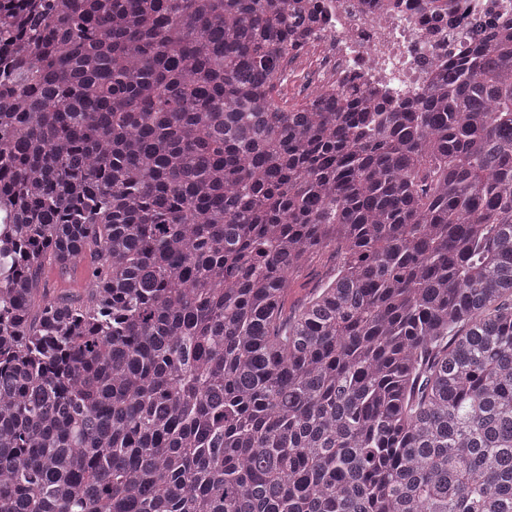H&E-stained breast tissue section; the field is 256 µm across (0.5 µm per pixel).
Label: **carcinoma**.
Wrapping results in <instances>:
<instances>
[{
  "label": "carcinoma",
  "instance_id": "obj_1",
  "mask_svg": "<svg viewBox=\"0 0 512 512\" xmlns=\"http://www.w3.org/2000/svg\"><path fill=\"white\" fill-rule=\"evenodd\" d=\"M318 23L0 0V512H512V19L411 101L282 105ZM331 249L323 250L294 279L285 301L288 314L296 309L316 288L328 279L335 266ZM95 268L96 262L89 255L75 268L63 273L55 266L47 265L42 275L41 288H48L50 296L80 293L92 279Z\"/></svg>",
  "mask_w": 512,
  "mask_h": 512
}]
</instances>
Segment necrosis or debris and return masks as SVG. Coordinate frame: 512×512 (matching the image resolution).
Returning <instances> with one entry per match:
<instances>
[{"label": "necrosis or debris", "mask_w": 512, "mask_h": 512, "mask_svg": "<svg viewBox=\"0 0 512 512\" xmlns=\"http://www.w3.org/2000/svg\"><path fill=\"white\" fill-rule=\"evenodd\" d=\"M322 28L301 44L316 53L325 78L323 90L340 89L358 75L365 87L383 86L391 98H407L462 55L468 42L466 21L472 14L495 9L512 15V0H457V23L427 32L422 0H315Z\"/></svg>", "instance_id": "4bbe7bcc"}]
</instances>
